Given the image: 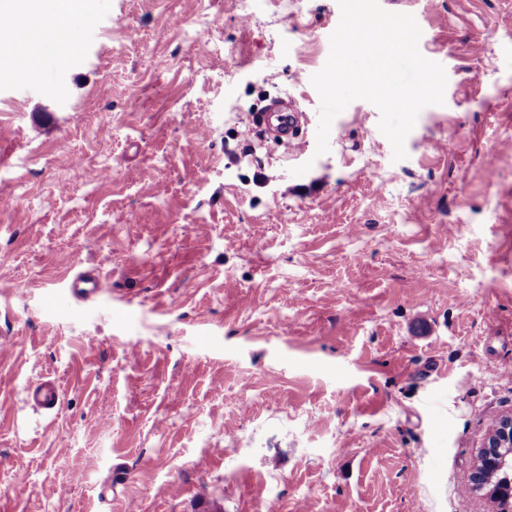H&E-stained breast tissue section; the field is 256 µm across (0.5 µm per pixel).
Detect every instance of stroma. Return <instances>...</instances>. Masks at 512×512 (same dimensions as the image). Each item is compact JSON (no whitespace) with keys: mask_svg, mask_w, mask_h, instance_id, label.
Wrapping results in <instances>:
<instances>
[{"mask_svg":"<svg viewBox=\"0 0 512 512\" xmlns=\"http://www.w3.org/2000/svg\"><path fill=\"white\" fill-rule=\"evenodd\" d=\"M91 2L81 54L0 83V512H488L466 474L512 413V0H379L447 75L400 161L361 99L316 152L338 0ZM276 96L302 150L244 136ZM44 376L52 413L25 402ZM101 287L99 274L92 270L75 274L71 280L70 291L75 298L87 300L100 294L103 290Z\"/></svg>","mask_w":512,"mask_h":512,"instance_id":"stroma-1","label":"stroma"}]
</instances>
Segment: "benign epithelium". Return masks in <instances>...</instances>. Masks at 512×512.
<instances>
[{
	"label": "benign epithelium",
	"instance_id": "benign-epithelium-1",
	"mask_svg": "<svg viewBox=\"0 0 512 512\" xmlns=\"http://www.w3.org/2000/svg\"><path fill=\"white\" fill-rule=\"evenodd\" d=\"M473 489L491 503V512H512V482L508 488H494V476L512 472V414L499 417L489 430L483 447L471 467Z\"/></svg>",
	"mask_w": 512,
	"mask_h": 512
}]
</instances>
